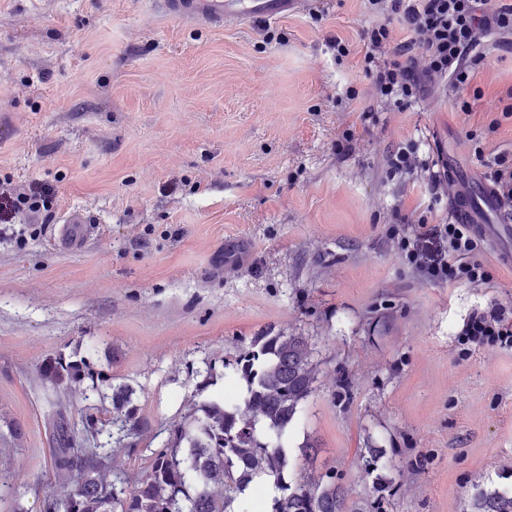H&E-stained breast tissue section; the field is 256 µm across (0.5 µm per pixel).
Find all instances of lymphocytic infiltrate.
<instances>
[{"label": "lymphocytic infiltrate", "mask_w": 512, "mask_h": 512, "mask_svg": "<svg viewBox=\"0 0 512 512\" xmlns=\"http://www.w3.org/2000/svg\"><path fill=\"white\" fill-rule=\"evenodd\" d=\"M370 10L385 23L366 30L363 70L371 95L381 104L406 109L431 86L462 89L469 85L483 61L481 43L490 36L503 38L512 49V0H368ZM398 21L408 36L392 42L388 21ZM422 57H415V49ZM388 179H415L433 200L448 193L446 161L423 157L421 145L409 139L398 143L385 158ZM481 248L469 225L453 220L422 224L413 236L402 238L405 262L437 283H482ZM468 342L512 347V311L495 308L472 317L463 330Z\"/></svg>", "instance_id": "lymphocytic-infiltrate-1"}]
</instances>
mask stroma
Here are the masks:
<instances>
[{
    "instance_id": "35a3bbf8",
    "label": "stroma",
    "mask_w": 512,
    "mask_h": 512,
    "mask_svg": "<svg viewBox=\"0 0 512 512\" xmlns=\"http://www.w3.org/2000/svg\"><path fill=\"white\" fill-rule=\"evenodd\" d=\"M377 21L365 0L222 27L159 0H0V512L59 491L57 406L109 418L89 382L43 381L46 359L135 388L137 449L114 455L133 482L190 407L239 396L232 362L270 327L309 340L315 391L288 441H314L309 474L335 470L349 512H472L475 486L512 487V349L461 336L512 310V268L485 240L488 283L422 277L400 242L448 206L384 169L414 138L442 150L449 190L487 187L512 157V54L487 41L467 88L368 112ZM19 193L47 215L9 209ZM73 209L94 224L65 250Z\"/></svg>"
}]
</instances>
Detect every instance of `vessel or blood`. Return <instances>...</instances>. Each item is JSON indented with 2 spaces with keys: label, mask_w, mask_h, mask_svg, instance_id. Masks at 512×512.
<instances>
[{
  "label": "vessel or blood",
  "mask_w": 512,
  "mask_h": 512,
  "mask_svg": "<svg viewBox=\"0 0 512 512\" xmlns=\"http://www.w3.org/2000/svg\"><path fill=\"white\" fill-rule=\"evenodd\" d=\"M165 12L177 19L200 21L211 25L249 21L256 18L275 20L301 11L306 0H161ZM454 220L471 225L474 232L491 240L501 260L512 266V224H486L484 215L502 214L503 208L491 192H483L479 199L454 194L449 203ZM91 215L77 209L63 218L62 236L68 246L81 245Z\"/></svg>",
  "instance_id": "b4317fda"
}]
</instances>
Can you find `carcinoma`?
<instances>
[{
	"instance_id": "carcinoma-1",
	"label": "carcinoma",
	"mask_w": 512,
	"mask_h": 512,
	"mask_svg": "<svg viewBox=\"0 0 512 512\" xmlns=\"http://www.w3.org/2000/svg\"><path fill=\"white\" fill-rule=\"evenodd\" d=\"M245 382L240 403L212 399L174 426L163 448L129 494L128 479L111 480L113 448L131 449L138 422L128 384L112 386L111 429L87 418L78 429L65 408L55 410L52 468L61 494H49L45 512H226V507L262 476L277 480L280 495L271 512H347L344 488L327 472L317 480L299 475L285 481L290 449L288 429L315 391L311 347L304 336L268 329L253 337L233 364ZM59 390L92 380L91 391L106 383L83 357L59 354L40 370ZM473 512H512V490L475 486Z\"/></svg>"
}]
</instances>
